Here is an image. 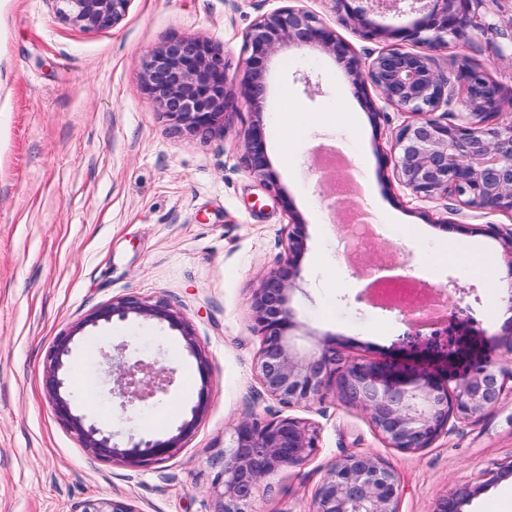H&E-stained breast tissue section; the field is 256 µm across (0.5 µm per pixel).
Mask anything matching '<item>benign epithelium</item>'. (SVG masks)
<instances>
[{"label": "benign epithelium", "mask_w": 512, "mask_h": 512, "mask_svg": "<svg viewBox=\"0 0 512 512\" xmlns=\"http://www.w3.org/2000/svg\"><path fill=\"white\" fill-rule=\"evenodd\" d=\"M58 15L83 30L108 29L126 15L131 0H51ZM260 17L245 36L249 68L244 99L255 120L244 132L243 164L265 189L286 199L265 152V62L288 44H310L345 62L347 74L361 90L372 87L378 99L365 96L372 115L391 106L409 115L390 139V158L400 185L421 202L442 197L458 203L462 219L474 212L512 216V120L497 121L504 105L502 89L482 70L463 62L455 80L463 96L455 98L450 79L439 74L424 53L383 47L362 58L330 30L315 13L290 4ZM339 21L352 25L366 39L382 41L400 35L376 23L371 15L408 5L417 19L406 31L416 43L445 44L466 28L486 35L497 30L487 15L473 9L484 0H333ZM142 81L153 103L180 134H197L223 126L236 109L227 85L223 48L195 37L173 36L149 51ZM454 121L446 122L448 113ZM287 230V251L277 269L254 289L253 330L261 336L254 371L265 393L286 408H308L336 384L339 398L367 412L370 424L389 448L416 451L430 447L448 432L453 419L481 415L505 399H512V327L500 342L511 366L480 362L469 371L453 369V355L430 342L413 341L396 351L424 361L410 373L402 359L343 357L336 339L325 338L303 352L294 343L301 327L291 305L306 250V221L294 211ZM134 315L166 322L180 332L186 350L195 357L200 378L197 401L190 417L174 434L129 441L121 447L85 418L72 412L64 379L60 377L74 336L89 325ZM123 409L135 408L174 383V371L136 360L111 365ZM47 390L57 413L77 432L94 456L131 466H147L183 447L210 401V363L196 346L195 333L184 316L163 302L150 303L129 296L112 301L71 332L58 337L47 367ZM319 448V433L297 417L263 419L254 416L238 423L217 458L220 470L213 489L214 512H251L252 502L271 491L268 479L276 471L300 465ZM512 476V460L456 485L439 500L436 512H461V506L498 480ZM399 483L395 473L372 453H350L327 470L314 496L312 512H398ZM82 512H137L112 499L85 503Z\"/></svg>", "instance_id": "7a95c632"}]
</instances>
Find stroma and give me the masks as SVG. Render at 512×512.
<instances>
[{
	"label": "stroma",
	"instance_id": "1",
	"mask_svg": "<svg viewBox=\"0 0 512 512\" xmlns=\"http://www.w3.org/2000/svg\"><path fill=\"white\" fill-rule=\"evenodd\" d=\"M283 0H131L112 28L82 31L62 21L50 0H0V512H80L113 498L136 512H214L215 459L238 421L289 415L317 426L320 446L306 462L274 473L271 492L253 512H311L315 491L338 458L379 455L395 471L399 512H435L455 485L512 459V402L481 417L451 420L431 447H386L363 411L334 391L311 407L285 408L267 396L253 370L261 338L251 325V297L285 255L290 210L307 221V249L291 304L314 328L296 337L304 349L318 335L343 341L347 358L378 359L417 335L397 308L382 307L369 283L370 260L398 271L403 284L429 289L446 308L482 321L484 342L512 320V261L485 225L512 226L499 212L472 214L467 231L449 228L451 199L420 202L400 186L384 191L381 148L408 116L385 108L372 117L343 63L316 47L291 45L266 64V109L306 112L291 153L266 133V154L285 188L270 195L242 163V137L253 115L238 103L224 129L175 133L144 89L145 53L173 36H198L223 47L232 86L247 79L244 36ZM391 47L431 56L450 74L465 59L512 96V59L491 37L473 34L449 45L394 39ZM318 83L309 94L301 75ZM349 98L359 125L337 123L328 105ZM359 143L368 164L369 196L340 193L315 164L321 142ZM376 205L389 224L368 223L375 245L347 248L352 205ZM433 238L458 237L489 258L497 286L453 262L430 264L400 227ZM335 266L328 275L327 266ZM163 301L192 324L210 360L209 407L174 455L132 468L91 455L52 409L44 370L57 336L117 298ZM173 369L167 393L122 411L109 391L106 355ZM72 407L115 442L176 429L196 401V360L179 331L130 317L77 334L65 359Z\"/></svg>",
	"mask_w": 512,
	"mask_h": 512
}]
</instances>
